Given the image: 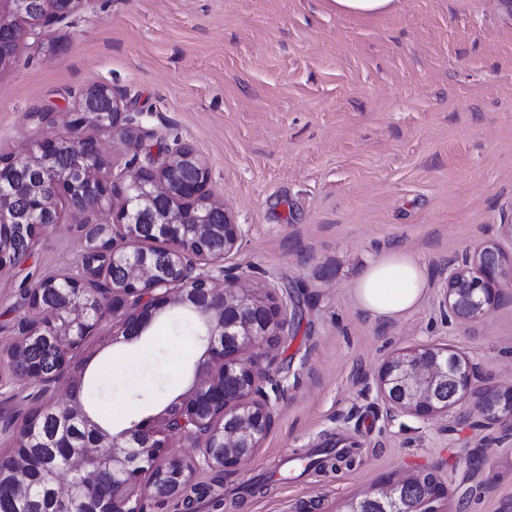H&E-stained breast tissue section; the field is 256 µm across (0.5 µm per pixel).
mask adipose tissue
Returning <instances> with one entry per match:
<instances>
[{
	"mask_svg": "<svg viewBox=\"0 0 512 512\" xmlns=\"http://www.w3.org/2000/svg\"><path fill=\"white\" fill-rule=\"evenodd\" d=\"M428 288L421 259L403 247L391 246L366 264L352 284V294L357 307L371 318L392 322L419 308Z\"/></svg>",
	"mask_w": 512,
	"mask_h": 512,
	"instance_id": "ef3b65f1",
	"label": "adipose tissue"
}]
</instances>
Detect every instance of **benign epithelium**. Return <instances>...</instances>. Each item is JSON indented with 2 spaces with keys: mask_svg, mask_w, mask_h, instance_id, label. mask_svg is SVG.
Returning a JSON list of instances; mask_svg holds the SVG:
<instances>
[{
  "mask_svg": "<svg viewBox=\"0 0 512 512\" xmlns=\"http://www.w3.org/2000/svg\"><path fill=\"white\" fill-rule=\"evenodd\" d=\"M91 2L43 0L42 18L29 23V0H0V69L12 65L19 43L27 39L46 56H58L62 45L46 39L47 29ZM74 97L65 132L42 139L23 155L0 157V269L18 266L11 254L12 236L36 246L60 223L62 205L69 203L89 215L112 216L105 222L112 233V277L72 266L27 289L29 316L0 362L19 356L33 336L53 337L64 352L62 371L52 378L31 366L18 372L49 401L56 384L80 374L69 356L103 321H112L108 339L116 345L136 340L171 309L198 318L204 343L191 384L159 413L115 433L98 425L72 392L56 405L63 418L79 419L85 431L77 442L64 432L55 444L82 474L80 486L74 487L47 472L57 499L98 497L96 512H146V497H180L197 470L233 472L261 447L273 420L271 398L263 388L270 379L269 349L298 311L278 303L267 288L224 278V259L246 229L213 199L209 167L193 146L179 142L163 150L162 159L150 158L129 175L102 155L96 132L134 142L139 137L136 117L109 84L83 88ZM31 168L51 178L52 195L19 179ZM16 196L31 201L21 217L11 207ZM506 279L512 280V251L496 241L483 242L463 264L448 268L442 309L458 320H482L501 302L500 284ZM474 379L470 358L448 346L424 344L387 358L376 383L391 412L428 420L473 397L486 425L511 420L512 391L478 389ZM23 427L22 422L14 427L8 486L17 504L29 495ZM172 437L197 448L198 457H168ZM424 476L389 478L343 500L337 512H370L373 503L397 502L408 483L422 482ZM435 483L416 512H442L438 502L448 500V487L438 475Z\"/></svg>",
  "mask_w": 512,
  "mask_h": 512,
  "instance_id": "obj_1",
  "label": "benign epithelium"
}]
</instances>
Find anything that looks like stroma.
Listing matches in <instances>:
<instances>
[{
    "label": "stroma",
    "mask_w": 512,
    "mask_h": 512,
    "mask_svg": "<svg viewBox=\"0 0 512 512\" xmlns=\"http://www.w3.org/2000/svg\"><path fill=\"white\" fill-rule=\"evenodd\" d=\"M50 36L59 56L26 41L0 70V154L62 132L32 113H62L74 91L111 84L141 138L99 132L103 153L125 165L193 145L215 198L247 229L226 275L299 308L272 352L280 390L261 448L220 484L210 471L195 478L213 485L222 512H336L415 470L449 478V512H512V438L476 413H388L376 384L389 356L434 343L477 363V387L512 390V281L481 321L440 306L441 270L512 224V18L498 0H398L372 17L339 16L331 0H94ZM83 219L63 205L31 256L0 270V348L28 314L24 289L80 259ZM394 244L420 257L429 292L381 322L356 306L352 282ZM89 349L84 393L117 431L184 392L200 355L178 316L138 342ZM109 361L124 371L100 374ZM31 390L0 375V448L12 442L2 424L30 411ZM338 434L361 443V465L276 482L293 449Z\"/></svg>",
    "instance_id": "obj_1"
}]
</instances>
